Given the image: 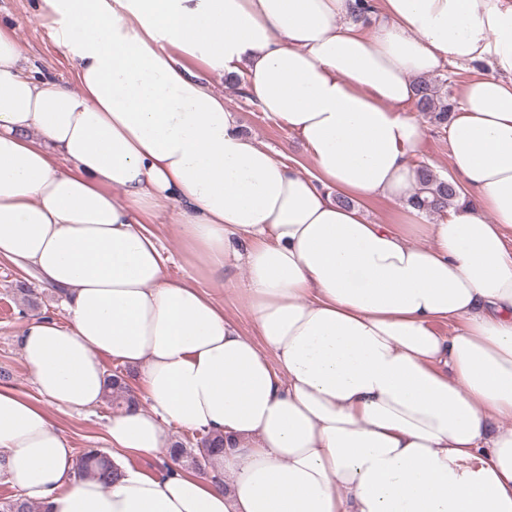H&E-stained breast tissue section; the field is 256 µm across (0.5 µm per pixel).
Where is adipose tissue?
<instances>
[{
	"label": "adipose tissue",
	"mask_w": 512,
	"mask_h": 512,
	"mask_svg": "<svg viewBox=\"0 0 512 512\" xmlns=\"http://www.w3.org/2000/svg\"><path fill=\"white\" fill-rule=\"evenodd\" d=\"M356 2L39 0L72 88L0 27V259L68 292L22 331L33 383L95 406L109 357L149 401L109 420L105 486L0 386V473L42 512H512V0H380L367 26ZM474 63L454 206L371 223L362 203L416 182L415 82ZM197 64L243 77L309 165L245 135ZM158 214L204 267L245 265L257 339L169 276ZM172 423L223 436L226 482L128 463Z\"/></svg>",
	"instance_id": "1"
}]
</instances>
